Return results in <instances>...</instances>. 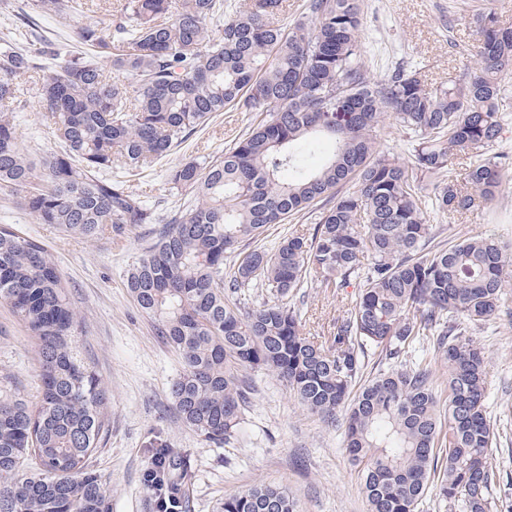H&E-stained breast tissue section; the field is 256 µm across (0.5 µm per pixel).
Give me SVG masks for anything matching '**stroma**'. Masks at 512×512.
Returning <instances> with one entry per match:
<instances>
[{"mask_svg": "<svg viewBox=\"0 0 512 512\" xmlns=\"http://www.w3.org/2000/svg\"><path fill=\"white\" fill-rule=\"evenodd\" d=\"M33 0H0V38L5 18L32 13L35 33L78 53V23L33 11ZM492 8L502 26L512 27V0H363L362 30L366 68L374 80L403 69L435 87L467 84L477 67L480 35L474 14ZM28 105L15 120L35 165L53 155L58 144L41 118L40 80L19 78ZM254 116L233 108L216 113L172 151L132 177L159 221L133 229L127 237L87 241L52 224H41L19 196L0 195V224L41 237L53 254L70 302L81 319L78 344L108 391L109 431L91 457L109 501L110 512H154L144 475L157 445L187 455L194 469L188 489L191 512H222L226 496L257 482L279 485L299 499L303 512H367L357 470L344 448L343 423L328 424L306 411L275 377L252 378L259 387L246 414L247 433L222 446L205 442L179 420L171 386L182 371L176 351L157 336L153 321L129 294L123 271L152 243L185 196L172 190L174 165L201 155L220 156L249 130ZM439 239L492 236L512 246V168L496 197L464 214L431 211ZM357 286L331 294L307 288L289 295L311 335L344 313ZM486 348L485 406L499 430L495 493L512 498V317H501L476 334ZM39 346L28 328L0 302V388L36 404L41 392Z\"/></svg>", "mask_w": 512, "mask_h": 512, "instance_id": "35a3bbf8", "label": "stroma"}]
</instances>
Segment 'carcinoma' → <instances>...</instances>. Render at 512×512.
I'll list each match as a JSON object with an SVG mask.
<instances>
[{
	"label": "carcinoma",
	"mask_w": 512,
	"mask_h": 512,
	"mask_svg": "<svg viewBox=\"0 0 512 512\" xmlns=\"http://www.w3.org/2000/svg\"><path fill=\"white\" fill-rule=\"evenodd\" d=\"M87 2L34 6L81 19L78 37L100 65L36 37L0 40V192L21 196L38 223L86 240L155 224L124 171L167 155L227 107L262 116L224 155L170 171L172 188L189 198L125 274L181 359L171 387L180 421L210 443L238 439L254 392L246 371H261L313 414L334 421L345 411V451L369 512H418L432 485L450 512H498L487 353L474 332L502 313L512 249L490 236L436 241L422 185L436 181L432 207L450 214L495 197L512 165L493 152L512 28L491 10L478 14L475 75L464 87L429 88L403 71L369 78L361 0H308L289 28L270 20L281 0H252L245 12L224 0H117L120 19L107 35ZM47 68L41 102L62 151L39 173L13 113L23 103L17 78ZM388 114L411 139L409 162L376 150ZM469 154L478 162L454 176V160ZM350 179L357 190L339 191ZM327 199L311 238L285 237L272 252L256 246L266 226ZM228 254L236 260L226 279ZM354 280L355 304L323 340L282 302L310 285L339 292ZM249 288L271 299L248 308ZM0 301L36 336L42 383L34 408L0 394V512H110L88 464L108 434L107 391L77 350L79 320L48 247L11 224H0ZM420 340L436 346L440 377L400 360ZM369 348L392 365L365 381ZM438 385L448 393L442 409ZM156 455L168 473L156 512H190L188 460L171 448ZM30 456L36 467L22 469ZM223 512L299 507L284 488L261 483L224 498Z\"/></svg>",
	"instance_id": "obj_1"
}]
</instances>
